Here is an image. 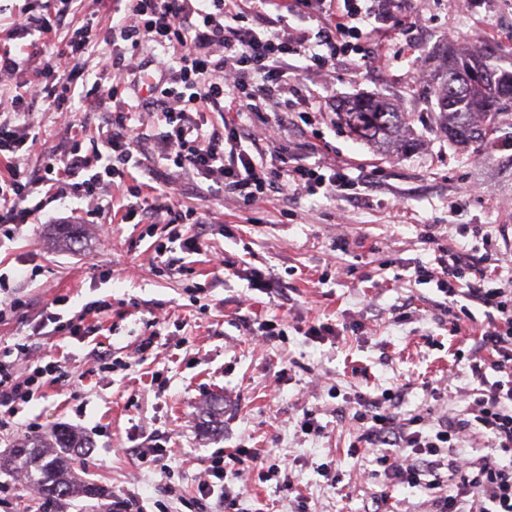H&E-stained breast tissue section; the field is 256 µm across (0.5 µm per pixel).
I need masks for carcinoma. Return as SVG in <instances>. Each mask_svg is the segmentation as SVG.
Listing matches in <instances>:
<instances>
[{"label":"carcinoma","instance_id":"1","mask_svg":"<svg viewBox=\"0 0 512 512\" xmlns=\"http://www.w3.org/2000/svg\"><path fill=\"white\" fill-rule=\"evenodd\" d=\"M437 106L443 133L448 141L477 146L479 152L512 149V64L502 65L480 49L461 51L446 43L437 73ZM347 124L358 136L375 140L391 138L400 129L404 113L389 103L362 99L346 113ZM61 456L42 463L37 447L22 442L8 458L0 457V466L23 470L49 495L65 496L81 479L72 473V458L67 449L78 445L70 434L53 436Z\"/></svg>","mask_w":512,"mask_h":512}]
</instances>
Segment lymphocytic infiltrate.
Returning a JSON list of instances; mask_svg holds the SVG:
<instances>
[{"label": "lymphocytic infiltrate", "mask_w": 512, "mask_h": 512, "mask_svg": "<svg viewBox=\"0 0 512 512\" xmlns=\"http://www.w3.org/2000/svg\"><path fill=\"white\" fill-rule=\"evenodd\" d=\"M392 2L125 0L110 33L127 42L128 57L114 63L108 81H94L84 94H76L78 79L86 75L88 40L83 29L74 30L57 53L58 64L44 66L61 83L52 106L60 113L74 112L79 105L97 110L121 91L139 87L144 74L141 55L167 53L171 59L161 63L154 85L160 95L154 142L178 174L213 182L248 205L270 187L332 197L348 184L343 173L321 163L289 166L277 153L268 162H256L249 153L255 135L239 128L238 121L242 113L266 111L291 96L309 101L314 92L301 88V62L323 69L341 56L368 59L372 23H405L393 14ZM310 20L326 23L315 42L303 28ZM208 112L220 117V127H207ZM140 140L131 113L115 111L100 134V149L85 152L74 139L65 153L41 155L33 169L18 156L35 153L38 135L14 118H0V236L13 237L35 221L44 189L61 196L77 179L86 199L98 201L113 190L124 195L127 215L140 213L151 222L166 218L167 237L156 245V254L175 249L202 253L205 241L194 230L204 221L202 213L194 207L177 208L164 193L146 196L137 185L142 169L135 149ZM411 278L435 283L445 295L453 315L449 335L471 331L465 362L471 384L465 393L466 415L433 423L422 410H403L402 390L387 389L378 396L361 392L352 415L356 435L350 452L372 455L392 486L424 490L432 512H512V289L500 287L497 270L480 267L471 256L450 248L415 265ZM475 304L483 308L484 322H477L471 310ZM108 308L107 301L90 302L68 319L44 310L34 333L83 335L87 316ZM27 358L23 343L0 351V424L15 418L45 386L65 375L64 365L55 359L18 374V363ZM491 371L498 373V380L488 379ZM474 430L489 447L477 461L461 451L466 433ZM265 467L266 459L257 449H225L213 459L210 478L198 491L202 498L214 499L217 512H239L231 483L244 472L260 473ZM445 483L452 493L442 492Z\"/></svg>", "instance_id": "1"}]
</instances>
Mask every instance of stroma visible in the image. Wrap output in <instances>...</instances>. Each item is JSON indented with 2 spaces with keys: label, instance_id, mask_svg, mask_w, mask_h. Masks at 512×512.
I'll list each match as a JSON object with an SVG mask.
<instances>
[{
  "label": "stroma",
  "instance_id": "35a3bbf8",
  "mask_svg": "<svg viewBox=\"0 0 512 512\" xmlns=\"http://www.w3.org/2000/svg\"><path fill=\"white\" fill-rule=\"evenodd\" d=\"M113 9L112 0H75L42 43L45 57L56 56L73 30L85 27L90 75L111 71L106 36ZM399 13L407 29L382 24L371 37L386 50L385 62L359 66L342 59L304 72L301 83L319 91L320 111L307 124L298 113L280 115L288 133L277 149L285 159L336 165L356 194L327 199L274 188L248 206L216 187L196 194L183 176L166 187L182 205L206 212L210 223L201 233L210 249L270 271L288 286V297L267 296L215 272L204 254L185 256L183 270L153 274L154 247L166 230L115 222L117 200L93 223L74 224L72 237H59L58 224L93 207L75 186L65 197L48 195L35 223L0 241V272L28 303L0 321V347L25 342L31 359L48 353L73 366L71 379L45 388L17 425L0 428V453L24 440L26 423L44 436L71 432L85 448L79 462L87 479L122 498L139 495L147 512H157L160 483L196 497L215 452L245 446L287 464L292 480L287 486L278 477L262 482L243 474L232 490L245 512H293L298 493L308 512H364L383 493L386 512H429L423 490L387 488L369 459L348 455L353 400L360 391L377 396L400 387L410 410L423 405L438 417L465 408L448 402L467 381L456 375L461 338L437 325L444 295L435 284L406 282L405 275L441 246L478 256L512 252V168L448 142L436 124L435 86L416 77L413 63H430L449 40L492 47L511 62L512 0H400ZM364 97L397 104L411 149L396 154L348 132L343 106ZM21 110L49 150L61 151L73 136L87 152L97 142L102 112H79L70 129L45 99ZM480 227L488 238L477 235ZM196 283L206 285L205 294L192 292ZM57 296L68 299L60 308L66 318L93 300L110 307L90 318L92 336L34 335ZM401 307L408 313L403 321L395 318ZM262 320L280 325L281 341L257 346L244 335V322ZM327 322L337 335L307 337L310 326ZM150 336L156 343L145 361L123 369ZM88 357L113 367L88 371L82 365ZM434 388L441 389L439 398H432ZM307 414L322 425L320 435L300 432ZM154 439L170 451L169 474L136 457ZM0 488L5 512H80L86 502L78 493L46 496L14 472H0Z\"/></svg>",
  "mask_w": 512,
  "mask_h": 512
}]
</instances>
